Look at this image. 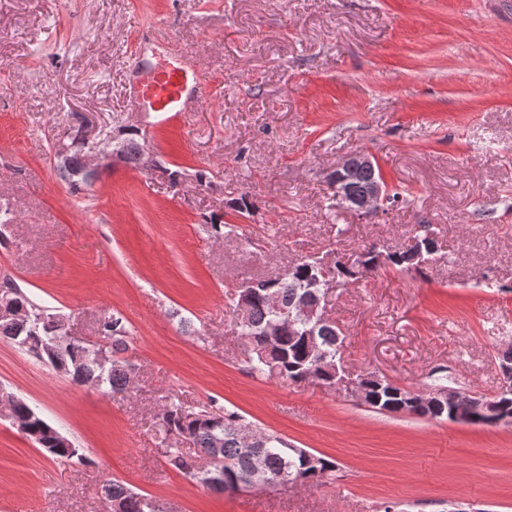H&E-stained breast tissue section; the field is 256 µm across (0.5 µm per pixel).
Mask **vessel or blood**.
<instances>
[{"mask_svg": "<svg viewBox=\"0 0 512 512\" xmlns=\"http://www.w3.org/2000/svg\"><path fill=\"white\" fill-rule=\"evenodd\" d=\"M125 88L129 112H157L177 119L197 110L212 93L211 83L194 64L142 69L130 61Z\"/></svg>", "mask_w": 512, "mask_h": 512, "instance_id": "1", "label": "vessel or blood"}]
</instances>
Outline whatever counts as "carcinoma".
Instances as JSON below:
<instances>
[{
  "label": "carcinoma",
  "instance_id": "cac0c4a2",
  "mask_svg": "<svg viewBox=\"0 0 512 512\" xmlns=\"http://www.w3.org/2000/svg\"><path fill=\"white\" fill-rule=\"evenodd\" d=\"M70 150L65 166L58 168L61 178L69 189L78 193L87 189L85 181L76 177L83 165L84 152L88 144L80 138V128L70 127L67 133ZM142 144L134 130H129L124 151L125 165L141 168ZM382 178L379 168H364L346 184L351 200L360 198L368 187ZM438 248L435 239L420 225L414 244L402 251L383 253L373 245L364 247L352 262L339 259L326 267L320 259L312 256L294 263L283 275L276 278L250 279L242 284L238 297L247 299L244 317L236 318L234 333L245 338L249 344L247 367L271 379L292 382L319 381L328 385L338 383L336 364L341 361L345 339L339 325L323 320L308 323L288 324L283 311H291L301 303L317 309L322 315L326 290L324 275L337 278L338 284L346 286L358 282L369 274L385 267L397 271H421L424 260L435 258ZM14 300L31 313L26 325L0 322V337L14 339L16 336H37L41 339V362L51 364L56 371H65L82 385H90L108 391H124L135 377L134 368L121 357L127 345L129 330L122 317L111 315L99 323L97 332L107 338L112 351V363L100 367L86 349L68 341V328L52 327L37 322L45 309L16 289ZM365 404L380 412L406 413L429 419L452 420V413L460 410L469 414L479 424H491L501 415L512 418V390L499 391L487 401L471 398L465 394L448 391V376L435 379L432 390L435 395L402 386L383 376L370 374L358 379ZM15 412L19 418V431L32 439L41 448L57 459L82 458L75 448L60 446L45 429L43 419L25 400L18 399ZM156 425L161 435V453L167 463L198 483L218 491L236 492L249 483L252 451L245 440V430H260L267 437L262 449L265 469L270 478L279 481L285 474L303 482H320L336 469V462L322 455L293 451L292 445L274 432L262 430L243 416L224 409L194 411L180 404L164 406L156 415ZM195 449L196 457H207L213 449L221 451V478L211 480V475L198 469L183 454L184 446ZM112 512H162V507L119 481L105 485Z\"/></svg>",
  "mask_w": 512,
  "mask_h": 512
}]
</instances>
